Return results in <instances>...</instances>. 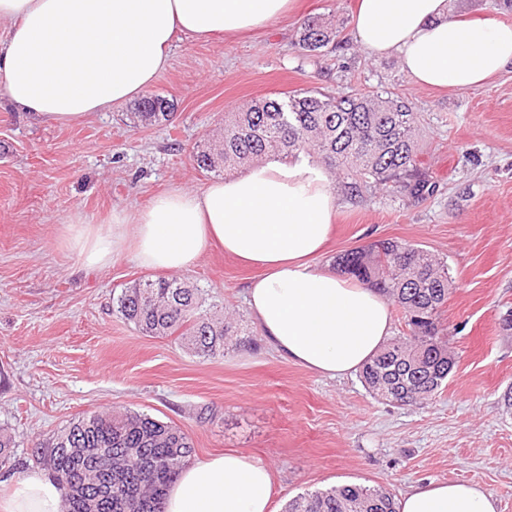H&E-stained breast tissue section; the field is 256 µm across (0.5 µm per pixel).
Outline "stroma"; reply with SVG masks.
<instances>
[{
  "mask_svg": "<svg viewBox=\"0 0 512 512\" xmlns=\"http://www.w3.org/2000/svg\"><path fill=\"white\" fill-rule=\"evenodd\" d=\"M356 0H298L280 22L237 38L175 43L150 91L174 104L170 122L133 127L134 102L86 119L44 123L0 104V430L16 467L69 422L130 409L180 427L194 460L237 451L273 473L274 508L342 485L401 497L429 481L472 482L512 512V66L485 86L434 91L414 83L398 56L374 57L353 40ZM319 14L341 29L336 51L297 47L301 21ZM393 90L423 115L418 159L436 191L346 194L316 258L378 239L419 244L447 262L455 288L442 325L456 356L443 391L421 405L374 398L358 375L329 378L290 363L264 342L244 300L255 276L217 247L177 277L242 321L250 343L228 341L202 358L171 337L141 335L114 297L157 279L131 255L83 270L65 243L69 223L106 226L113 211L142 208L171 188L214 181L193 152L252 101L300 89Z\"/></svg>",
  "mask_w": 512,
  "mask_h": 512,
  "instance_id": "1",
  "label": "stroma"
}]
</instances>
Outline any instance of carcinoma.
<instances>
[{"label":"carcinoma","instance_id":"1","mask_svg":"<svg viewBox=\"0 0 512 512\" xmlns=\"http://www.w3.org/2000/svg\"><path fill=\"white\" fill-rule=\"evenodd\" d=\"M340 30L320 17L303 21L298 46L316 53L338 48ZM170 101L144 96L129 113L134 125L170 121ZM421 115L396 93L352 89L341 94L300 90L285 98L255 101L224 120L212 143L196 147L197 166L231 172L272 158L317 156L344 178L347 194L382 189L424 199L434 192L417 164ZM341 271L389 297L404 324L398 337L362 370L375 397L394 402L405 396L421 404L446 386L452 365L440 335V317L454 281L448 265L421 246L377 240L336 257ZM117 311L143 335L174 336L188 353L224 355V340L241 323L206 307L202 291L176 279H145L122 290ZM424 369L413 371L409 362ZM194 446L178 427L138 411L100 412L69 422L45 447L37 463L52 460V475L63 492L64 512H162L171 484ZM15 466L11 437L0 432V468ZM286 512H396L394 496L382 488L344 485L302 494Z\"/></svg>","mask_w":512,"mask_h":512}]
</instances>
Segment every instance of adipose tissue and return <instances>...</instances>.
<instances>
[{
    "label": "adipose tissue",
    "mask_w": 512,
    "mask_h": 512,
    "mask_svg": "<svg viewBox=\"0 0 512 512\" xmlns=\"http://www.w3.org/2000/svg\"><path fill=\"white\" fill-rule=\"evenodd\" d=\"M295 0H0V98L41 122L66 123L119 106L147 90L178 36L207 38L265 28ZM353 34L372 56L397 55L417 83L482 87L512 64V25L460 19L448 0H358ZM338 197L327 175L302 160L263 162L204 190L175 189L146 208L113 212L110 232L79 219L68 242L86 268L131 253L147 269L184 271L211 244L260 267L246 302L262 337L312 372H359L392 331L387 299L356 279L317 268ZM0 512H62L45 471L0 480ZM274 486L261 459L227 452L189 465L163 512H273ZM398 512H497L495 498L466 482L414 486Z\"/></svg>",
    "instance_id": "ef3b65f1"
}]
</instances>
